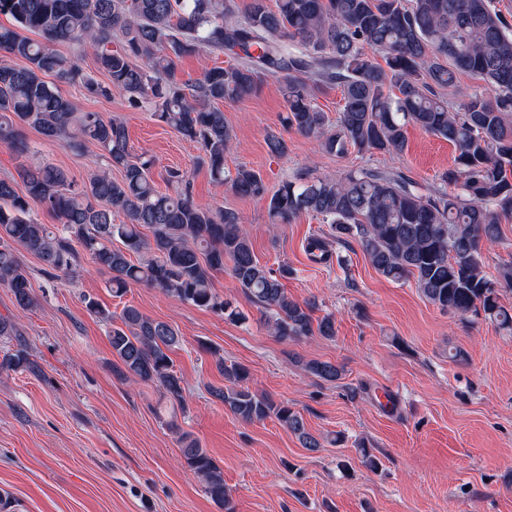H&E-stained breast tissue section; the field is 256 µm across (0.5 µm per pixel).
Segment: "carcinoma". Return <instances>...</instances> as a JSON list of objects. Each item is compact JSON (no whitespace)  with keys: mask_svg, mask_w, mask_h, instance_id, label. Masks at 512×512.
<instances>
[{"mask_svg":"<svg viewBox=\"0 0 512 512\" xmlns=\"http://www.w3.org/2000/svg\"><path fill=\"white\" fill-rule=\"evenodd\" d=\"M0 14L15 21L0 26V52L26 62L0 64V143L28 152L24 129L30 127L75 149L93 142L106 161L80 187L51 165L0 179V285L19 310L32 308L35 299L18 250L35 255L51 276L74 273L82 250L108 273L115 297L143 285L244 323L248 315L212 288L213 274L228 263L241 291L271 314L277 337L336 335L333 314L315 321L316 302L288 298L283 281L294 270L259 262L236 211L200 206L190 182L174 171V193L158 192L154 160L129 152L125 124L74 111L46 81L53 77L78 80L95 98L110 99L115 89L128 107L150 109L198 146L216 186L266 200L272 223L311 213L337 242L355 240L385 278L412 279L441 310L512 333V308L500 303L502 288H512V266L494 280L484 273L483 257V246L500 239L502 221L512 220V26L492 0H276L273 8L268 0H249L241 15L236 0H0ZM57 43L93 49L107 82L83 74L76 57L52 49ZM202 50L236 62L178 82V62ZM372 52L382 54L384 64L374 62ZM466 72L479 76L484 90L460 87L457 75ZM267 76L281 81L283 129L315 137L328 154L401 153L410 124L447 140L455 158L442 181L454 191L422 193L400 171L361 168L338 178L288 180L268 193L260 173L226 166L232 131L218 107L257 93ZM332 85L343 99L334 123L314 103L315 90ZM445 90L458 102L445 98ZM34 203L61 229L32 218ZM116 214L126 222L113 223ZM143 252L151 258L131 259ZM119 320L108 333L118 376L153 382L184 405L183 379L170 356L180 345L177 331L133 306L124 307ZM0 365L31 368L23 349ZM217 369L224 384L208 391L231 414L249 423L274 417L304 447H320L299 412L249 387L246 367L221 358ZM306 369L330 382L341 376L330 362L311 361ZM180 452L205 493L233 512L224 472L208 451L183 434Z\"/></svg>","mask_w":512,"mask_h":512,"instance_id":"1","label":"carcinoma"}]
</instances>
